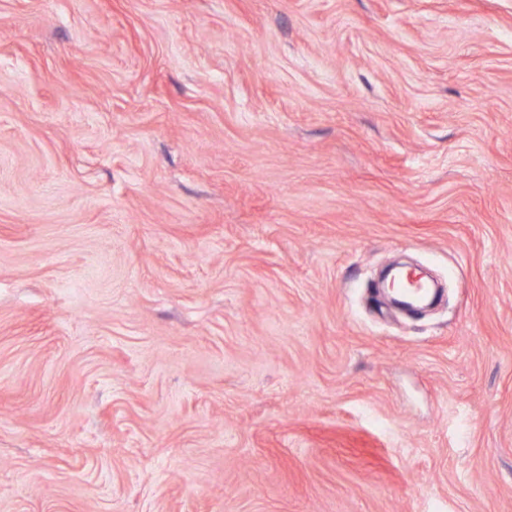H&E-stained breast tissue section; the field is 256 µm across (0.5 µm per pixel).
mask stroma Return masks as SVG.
<instances>
[{"label": "stroma", "instance_id": "stroma-1", "mask_svg": "<svg viewBox=\"0 0 512 512\" xmlns=\"http://www.w3.org/2000/svg\"><path fill=\"white\" fill-rule=\"evenodd\" d=\"M0 512H512V0H0Z\"/></svg>", "mask_w": 512, "mask_h": 512}]
</instances>
